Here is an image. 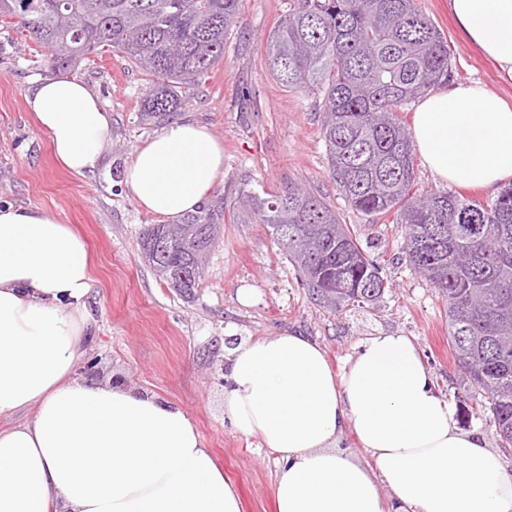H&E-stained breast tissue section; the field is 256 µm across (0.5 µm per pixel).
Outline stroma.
<instances>
[{"label":"stroma","instance_id":"stroma-1","mask_svg":"<svg viewBox=\"0 0 512 512\" xmlns=\"http://www.w3.org/2000/svg\"><path fill=\"white\" fill-rule=\"evenodd\" d=\"M416 4L448 42L450 82L480 80L512 103V81L466 38L448 0ZM287 12L288 0H241L223 59L188 90L179 114L205 125L224 146V181L214 192L224 200V226L192 296L170 288L140 252L141 231L159 218L138 208L123 175L157 128L138 120L147 77L121 53L92 54L66 71L85 82L112 116L98 168L76 175L55 161L25 102L33 84L52 74L45 50L24 28L0 25V206L39 208L85 238L95 280L88 301L97 327L87 352L96 363L93 381L118 376L181 407L235 486L242 512H275V455L224 420V356L231 338L295 331L318 342L337 367L370 337L410 336L457 426L479 432L512 471V448H500L481 395L458 383L445 302L407 263L399 224L389 216L372 220L348 205L329 172L314 98L285 88L266 63L264 39ZM243 188H303L323 197L393 285L379 310L320 307L269 228L237 209Z\"/></svg>","mask_w":512,"mask_h":512}]
</instances>
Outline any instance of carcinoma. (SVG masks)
Wrapping results in <instances>:
<instances>
[{"mask_svg":"<svg viewBox=\"0 0 512 512\" xmlns=\"http://www.w3.org/2000/svg\"><path fill=\"white\" fill-rule=\"evenodd\" d=\"M240 0H0V23H18L65 69L91 53L124 54L150 76L139 119L164 123L224 57ZM266 61L290 91L323 112L322 137L339 191L357 212L391 214L404 253L445 299L463 386L484 393L499 444L512 447V185L483 203L462 195L412 196L410 138L397 114L448 81V43L414 0H290L266 37ZM319 303L334 312L376 307L389 280L322 197L299 188L262 198L237 193ZM224 224V203L177 224H152L139 247L157 275L189 296Z\"/></svg>","mask_w":512,"mask_h":512,"instance_id":"1","label":"carcinoma"}]
</instances>
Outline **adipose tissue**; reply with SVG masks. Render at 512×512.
<instances>
[{"label":"adipose tissue","instance_id":"adipose-tissue-1","mask_svg":"<svg viewBox=\"0 0 512 512\" xmlns=\"http://www.w3.org/2000/svg\"><path fill=\"white\" fill-rule=\"evenodd\" d=\"M468 39L512 80V0H448ZM56 160L95 170L112 117L73 77L26 98ZM412 135L439 180L492 190L512 179V106L481 82L422 97ZM224 179V148L194 122L168 124L128 162L137 206L193 212ZM88 248L59 219L0 207V512H242L180 407L147 391L77 378L93 336ZM224 418L277 461L276 512H512V472L478 432L457 427L417 345L367 339L334 369L310 337L234 347ZM352 432L364 459L341 450Z\"/></svg>","mask_w":512,"mask_h":512}]
</instances>
